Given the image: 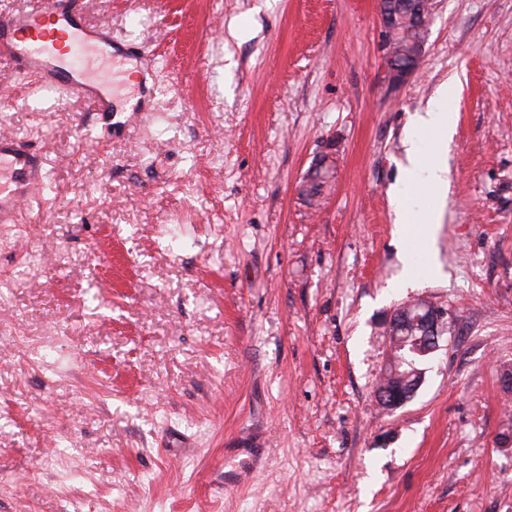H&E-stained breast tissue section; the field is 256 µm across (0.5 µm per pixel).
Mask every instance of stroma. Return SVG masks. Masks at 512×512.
<instances>
[{
	"mask_svg": "<svg viewBox=\"0 0 512 512\" xmlns=\"http://www.w3.org/2000/svg\"><path fill=\"white\" fill-rule=\"evenodd\" d=\"M432 3L399 85L378 0H89L160 91L108 121L0 67L48 171L0 230V512H512V0ZM447 82L427 254L390 192ZM419 301L453 322L390 410ZM386 0L379 1L380 22L383 28L382 51L387 65V73L392 83H401L411 77L419 67V63L424 54L425 37L424 33L428 25L430 14L426 10L417 11L413 17L414 29L420 33V41L417 47L411 52H403L394 47L398 38L396 31L389 25L391 14L389 7L386 6ZM399 60L398 63L394 61ZM392 61V63L390 62ZM413 128L418 131L438 129L444 141H450L455 128V113L445 110L438 104L428 106L424 112L415 113Z\"/></svg>",
	"mask_w": 512,
	"mask_h": 512,
	"instance_id": "35a3bbf8",
	"label": "stroma"
}]
</instances>
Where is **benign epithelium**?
Masks as SVG:
<instances>
[{"label": "benign epithelium", "instance_id": "benign-epithelium-1", "mask_svg": "<svg viewBox=\"0 0 512 512\" xmlns=\"http://www.w3.org/2000/svg\"><path fill=\"white\" fill-rule=\"evenodd\" d=\"M380 22L383 28L382 51L387 65L389 80L401 83L411 77L419 67L424 54L425 39L417 47L403 52L394 47L396 31L389 25L391 14L385 0H379ZM413 321L419 326L421 335L408 340L406 336L393 337L394 348L404 351V357L392 358L386 368V383L379 398L391 409L409 401L421 385L424 372L418 367L424 359L439 349V338L448 312L427 303L417 302L400 308L393 316L391 325L398 327L403 321Z\"/></svg>", "mask_w": 512, "mask_h": 512}]
</instances>
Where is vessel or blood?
Here are the masks:
<instances>
[{"label":"vessel or blood","instance_id":"vessel-or-blood-1","mask_svg":"<svg viewBox=\"0 0 512 512\" xmlns=\"http://www.w3.org/2000/svg\"><path fill=\"white\" fill-rule=\"evenodd\" d=\"M0 65L79 95L94 111L114 110L112 31L87 21L83 0H29L26 10L0 17ZM44 166L42 155L0 133V224L29 207Z\"/></svg>","mask_w":512,"mask_h":512}]
</instances>
